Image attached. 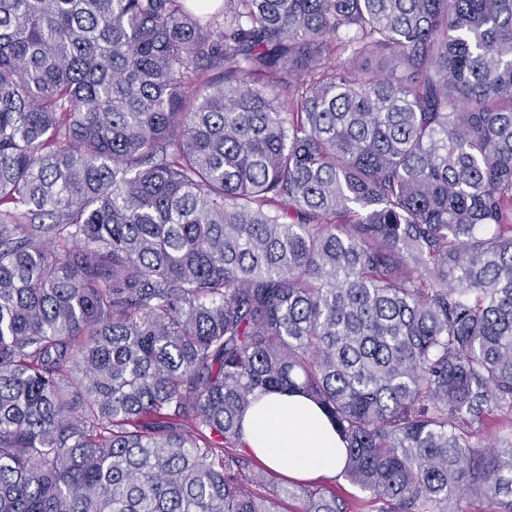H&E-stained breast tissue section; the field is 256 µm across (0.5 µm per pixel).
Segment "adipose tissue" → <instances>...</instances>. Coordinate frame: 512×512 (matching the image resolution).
I'll list each match as a JSON object with an SVG mask.
<instances>
[{"instance_id": "1", "label": "adipose tissue", "mask_w": 512, "mask_h": 512, "mask_svg": "<svg viewBox=\"0 0 512 512\" xmlns=\"http://www.w3.org/2000/svg\"><path fill=\"white\" fill-rule=\"evenodd\" d=\"M246 450L296 480L339 474L346 445L322 409L300 393L261 396L242 419Z\"/></svg>"}]
</instances>
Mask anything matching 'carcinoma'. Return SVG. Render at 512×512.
<instances>
[{"label": "carcinoma", "instance_id": "obj_1", "mask_svg": "<svg viewBox=\"0 0 512 512\" xmlns=\"http://www.w3.org/2000/svg\"><path fill=\"white\" fill-rule=\"evenodd\" d=\"M197 9L0 0V512H512V0ZM246 450L277 473L296 480L331 478L339 474L346 458V444L322 409L300 393L264 394L242 419ZM274 478L290 490L304 483H318L341 492L351 512H366L367 492L344 477L300 482L284 475Z\"/></svg>", "mask_w": 512, "mask_h": 512}]
</instances>
